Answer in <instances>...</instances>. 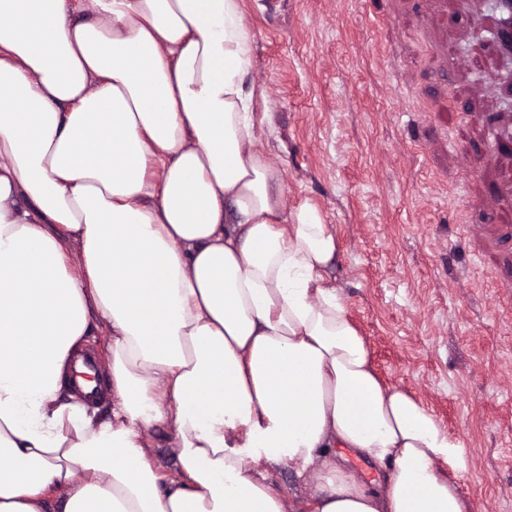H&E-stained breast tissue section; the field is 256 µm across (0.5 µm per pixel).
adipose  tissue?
I'll list each match as a JSON object with an SVG mask.
<instances>
[{
  "instance_id": "ef3b65f1",
  "label": "adipose tissue",
  "mask_w": 512,
  "mask_h": 512,
  "mask_svg": "<svg viewBox=\"0 0 512 512\" xmlns=\"http://www.w3.org/2000/svg\"><path fill=\"white\" fill-rule=\"evenodd\" d=\"M253 43L241 0H0V512H287L282 463L319 469L302 512H471L463 442L381 381L258 149ZM98 317L103 418L68 365ZM86 343L84 344L88 346V348L94 351V354L97 360L100 361L101 373L103 376L104 387L106 388V380L110 375L109 371V363L111 359V353L109 351L108 346V337L103 336L102 328L98 327V329H93L91 336L86 337ZM152 447V463L162 474L172 475L180 467L178 448H175L173 432L167 427L155 428L149 436ZM337 452L341 454L343 463L367 485H373L383 479L380 470L357 453L342 448H338Z\"/></svg>"
}]
</instances>
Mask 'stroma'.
Here are the masks:
<instances>
[{
  "label": "stroma",
  "instance_id": "obj_1",
  "mask_svg": "<svg viewBox=\"0 0 512 512\" xmlns=\"http://www.w3.org/2000/svg\"><path fill=\"white\" fill-rule=\"evenodd\" d=\"M489 13L243 0L254 119L288 207L331 225V273L379 375L462 440L472 512H512V106Z\"/></svg>",
  "mask_w": 512,
  "mask_h": 512
}]
</instances>
